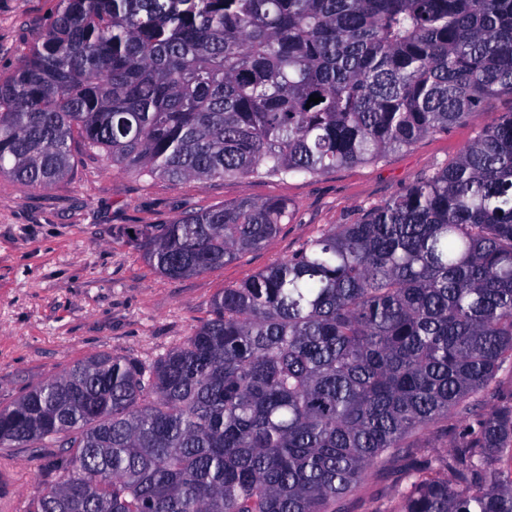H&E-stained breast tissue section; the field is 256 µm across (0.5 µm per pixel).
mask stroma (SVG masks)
<instances>
[{
    "label": "stroma",
    "mask_w": 512,
    "mask_h": 512,
    "mask_svg": "<svg viewBox=\"0 0 512 512\" xmlns=\"http://www.w3.org/2000/svg\"><path fill=\"white\" fill-rule=\"evenodd\" d=\"M58 0H0V80L44 34ZM512 112V93L481 105L474 121L421 138L377 163L315 177L253 176L209 182L150 179L112 167L73 142L69 175L48 188L0 177V406L97 353L152 360L208 318L225 288L291 256L309 239L357 222L370 208L452 163L479 129ZM243 197L288 201L293 218L266 247L184 278L159 274L126 242L129 227L162 224ZM438 424L397 457H383L339 504L341 512H384L403 472L449 451ZM42 448H0V512H27L58 474L37 477Z\"/></svg>",
    "instance_id": "1"
}]
</instances>
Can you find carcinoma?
Returning <instances> with one entry per match:
<instances>
[{
  "label": "carcinoma",
  "mask_w": 512,
  "mask_h": 512,
  "mask_svg": "<svg viewBox=\"0 0 512 512\" xmlns=\"http://www.w3.org/2000/svg\"><path fill=\"white\" fill-rule=\"evenodd\" d=\"M504 90L512 0H59L0 82V176L52 185L76 136L153 179L317 176L470 122ZM292 217L245 197L128 243L183 278ZM510 369L511 112L216 294L155 360L95 354L0 407V447L60 449L30 512H336L383 456L456 418L386 512H512V402L478 410Z\"/></svg>",
  "instance_id": "cac0c4a2"
}]
</instances>
